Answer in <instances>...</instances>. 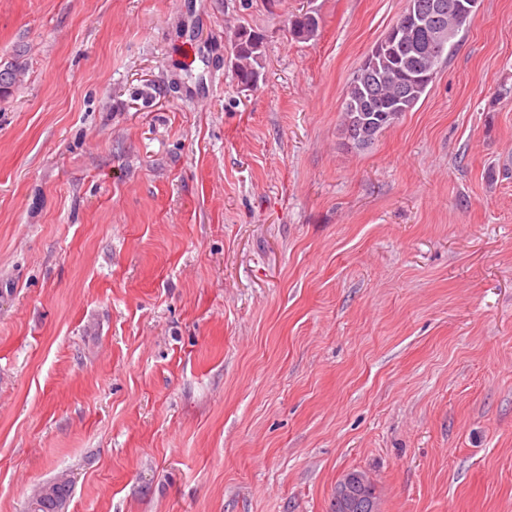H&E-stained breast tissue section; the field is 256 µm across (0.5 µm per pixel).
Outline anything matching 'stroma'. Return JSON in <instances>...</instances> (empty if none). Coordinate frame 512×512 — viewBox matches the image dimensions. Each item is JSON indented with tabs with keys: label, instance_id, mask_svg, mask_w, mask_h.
I'll use <instances>...</instances> for the list:
<instances>
[{
	"label": "stroma",
	"instance_id": "obj_1",
	"mask_svg": "<svg viewBox=\"0 0 512 512\" xmlns=\"http://www.w3.org/2000/svg\"><path fill=\"white\" fill-rule=\"evenodd\" d=\"M406 6L0 0V512H512V0L356 149ZM233 44L239 46V52L235 57L236 71L232 73L241 87L264 68V41L260 33L242 27L234 32ZM358 472L364 479V483L361 488L357 489V495L354 498L353 506L349 510H343L339 503L334 502L333 512H376L377 510V497L375 493V486L369 479V477L362 471H350ZM371 499L375 505L376 511L369 510L371 506ZM72 492L67 474L43 486L29 502V512H64Z\"/></svg>",
	"mask_w": 512,
	"mask_h": 512
}]
</instances>
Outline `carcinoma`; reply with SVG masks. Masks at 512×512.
<instances>
[{"label": "carcinoma", "mask_w": 512, "mask_h": 512, "mask_svg": "<svg viewBox=\"0 0 512 512\" xmlns=\"http://www.w3.org/2000/svg\"><path fill=\"white\" fill-rule=\"evenodd\" d=\"M430 2L432 0H407L406 11L395 24L401 34L400 47L393 55H380L377 58L376 111H353V106L363 100L366 91L357 73L348 84L344 93L342 127L345 137L354 147H369L382 130L399 119L401 113L414 108L425 94L428 85H420L415 90V95L407 99L406 76L415 72L431 75L437 73L443 57L448 55L454 46L453 39L469 23V19L460 16L456 10L457 0H441L444 11L440 19L443 28L440 41H434L428 29L408 26V16L416 7L428 9ZM316 31L317 28L311 25L307 13L291 20L290 32L298 39H308L314 36ZM233 44L239 46L238 55L235 57L236 71L233 75L237 84L241 86L249 83L255 73L264 68V41L260 33L239 28L234 32ZM71 492L72 482L67 479V475L61 474L32 497L29 512H65ZM373 501H377L375 486L367 478L362 487L357 489L353 506L345 511L336 502L333 504V512H371L370 506Z\"/></svg>", "instance_id": "1"}]
</instances>
